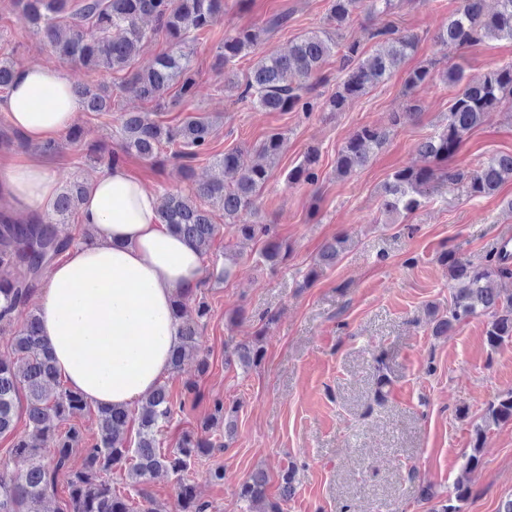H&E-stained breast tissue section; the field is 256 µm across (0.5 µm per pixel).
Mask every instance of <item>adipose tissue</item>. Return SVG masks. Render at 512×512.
<instances>
[{
  "label": "adipose tissue",
  "instance_id": "ef3b65f1",
  "mask_svg": "<svg viewBox=\"0 0 512 512\" xmlns=\"http://www.w3.org/2000/svg\"><path fill=\"white\" fill-rule=\"evenodd\" d=\"M0 109L14 130L41 143L75 121L78 101L65 72L53 65L17 72ZM12 205L43 214L59 184L30 158L0 175ZM94 241L68 249L39 300L41 332L63 381L94 403L130 407L154 389L178 342L171 305L196 287L202 255L164 224L160 199L140 178L113 165L89 183L80 211Z\"/></svg>",
  "mask_w": 512,
  "mask_h": 512
}]
</instances>
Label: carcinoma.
<instances>
[{
  "mask_svg": "<svg viewBox=\"0 0 512 512\" xmlns=\"http://www.w3.org/2000/svg\"><path fill=\"white\" fill-rule=\"evenodd\" d=\"M359 0H329L327 20L342 26ZM15 13L27 25L37 29L48 47L58 57L90 70L124 73L117 90L151 100L163 106L170 89H176L177 101L195 97L196 79L186 48L197 39V33L212 28L224 16V0H12ZM151 17L155 31L165 34L172 46L168 54L136 69L131 63L139 54L141 43L148 38L139 21ZM286 15H275L261 29L243 28L224 37L216 55L215 68L224 72V92L239 100L251 102L269 112H311L317 105L312 96L314 85L321 78L327 61L335 56L344 72L338 90L326 100L332 112H341L346 105L367 94L368 90L390 78L402 60L414 49L416 36L402 34L389 27L371 33L378 48L367 54L360 43L339 45L329 31H311L297 38L282 55L269 50L254 64L249 77L241 83L233 69L235 62L254 52L265 36L282 28ZM491 36L512 40V0H497V8L488 13L484 0H460L448 24L437 36L444 48H460ZM16 70L9 53H0V89L12 86ZM446 80L463 84L454 97L446 124L419 147L434 162L448 159L459 148L463 137L480 126L489 112L496 109L505 94L512 93V64H506L467 80L449 68ZM433 81L428 68L411 72L408 87L416 89ZM85 112L112 111V91L98 86L76 90ZM215 127L210 118L189 116L179 126L160 123L145 112H126L121 116L120 142L126 152L153 160L165 145H176L174 156L185 160L179 167L182 179L193 180L190 162L210 149ZM387 132L363 125L345 142L336 159V171L348 176L363 168L374 151L381 148ZM284 138L279 133L267 136L258 151L265 163L246 167V157L239 150L214 156V167L220 175L207 183L195 184L187 194H170L160 210L164 223L192 242L206 254L219 234L220 227L233 229L244 240L265 239L259 256L274 266L282 258V244L268 224H246L241 217L255 208L261 188L278 165ZM318 153L313 150L303 161L288 171L291 184H313L318 176L315 166ZM247 173L234 182L224 176L242 168ZM512 178V154L494 155L469 173L414 169L396 170L383 184L380 210L387 214H411L430 199L434 183L456 184L464 180L475 197H487ZM87 185L78 180L63 186L51 204L58 222H66L78 209ZM209 203L224 212V225L213 221ZM71 245V239L58 234L50 219L33 218L20 223L7 211L0 212V328L12 324L25 310L40 285L46 270ZM344 250V242L333 239L326 243L317 266L336 264ZM233 246L224 245V268L210 276L227 280L235 273L236 255ZM439 260L455 282L448 314L437 319L435 332L448 330L476 315L489 318L485 336L490 347L512 338V293L503 294L496 287V278L505 267L498 255H489L483 262L461 261L450 251ZM191 292L173 300L172 313L179 324L180 341L170 355L169 368L178 369L184 360L198 356L199 320L208 315L205 302L198 303L197 320L185 318V300ZM263 356L258 341L234 344L226 363L238 362L249 370ZM90 409V401L82 394L61 386L50 350L40 334V319L30 312L28 319L15 332L12 357L0 359V434L15 428L19 413H24L26 427L35 436L52 443L55 460L44 462L42 448L25 436L17 437L12 451L28 461L19 474L0 471V512H44L42 505L54 493L59 481L66 483L71 512H134L130 499L112 489V470L127 471L129 485L143 496L147 507L143 512H157L154 502L143 494L142 486L159 471H172L182 477L195 460L215 448L209 433L224 424L231 429L237 408L215 400L212 412L200 431H186L176 445L161 450L162 432L174 418L175 407L167 385L157 384L133 414L124 407L97 408V438L84 449V463L74 470L69 461L74 448L82 441L81 432L69 424ZM137 421L134 441H129L131 421ZM512 421V391L491 401L484 413V424L474 430L470 452L464 454V469L479 465L486 428L492 424ZM269 479L266 473H253L238 492L248 504L249 512H281L280 506L268 498ZM470 495L469 485L457 482L454 492L435 497L425 493V500H437L432 512H462L461 502ZM209 505L197 499L194 487L180 483L176 512H208Z\"/></svg>",
  "mask_w": 512,
  "mask_h": 512,
  "instance_id": "1",
  "label": "carcinoma"
}]
</instances>
